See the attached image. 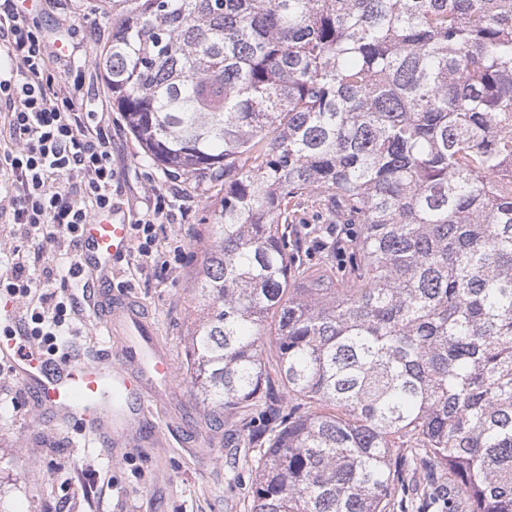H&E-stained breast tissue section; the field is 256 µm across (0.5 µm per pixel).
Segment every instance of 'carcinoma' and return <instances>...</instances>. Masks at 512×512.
<instances>
[{
    "label": "carcinoma",
    "mask_w": 512,
    "mask_h": 512,
    "mask_svg": "<svg viewBox=\"0 0 512 512\" xmlns=\"http://www.w3.org/2000/svg\"><path fill=\"white\" fill-rule=\"evenodd\" d=\"M108 4L129 130L224 186L191 392L288 395L249 431L247 512H512V0ZM310 197L336 238L309 278Z\"/></svg>",
    "instance_id": "carcinoma-1"
}]
</instances>
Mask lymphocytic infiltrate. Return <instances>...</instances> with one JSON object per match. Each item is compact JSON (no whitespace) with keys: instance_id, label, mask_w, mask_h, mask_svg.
<instances>
[{"instance_id":"1","label":"lymphocytic infiltrate","mask_w":512,"mask_h":512,"mask_svg":"<svg viewBox=\"0 0 512 512\" xmlns=\"http://www.w3.org/2000/svg\"><path fill=\"white\" fill-rule=\"evenodd\" d=\"M67 32L44 33L31 21L21 0L0 8V60L7 77H0V102L7 109L8 149L0 151V176L6 179L9 223L38 229L51 225L70 249H77L81 227L93 215L112 208V137L93 115L81 111L64 86L56 84L48 64L56 42ZM171 203L153 190L150 214L132 229L139 260L151 258L158 245L155 226L168 218ZM55 279L52 265L33 278L17 262L0 277V291L28 300L30 338L54 346L72 314L65 302H50L47 290Z\"/></svg>"}]
</instances>
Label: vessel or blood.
Wrapping results in <instances>:
<instances>
[{
	"label": "vessel or blood",
	"instance_id": "b4317fda",
	"mask_svg": "<svg viewBox=\"0 0 512 512\" xmlns=\"http://www.w3.org/2000/svg\"><path fill=\"white\" fill-rule=\"evenodd\" d=\"M131 249V226L118 211L97 214L82 228V268L95 289L93 305L103 313L102 334L112 355L48 357L31 344L25 319L13 302L0 303V324L8 331L0 339V356L9 359L25 389L92 432H111L117 447L144 419L147 400L173 375L168 352L136 302L111 291L112 265Z\"/></svg>",
	"mask_w": 512,
	"mask_h": 512
}]
</instances>
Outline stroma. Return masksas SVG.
<instances>
[{"instance_id":"35a3bbf8","label":"stroma","mask_w":512,"mask_h":512,"mask_svg":"<svg viewBox=\"0 0 512 512\" xmlns=\"http://www.w3.org/2000/svg\"><path fill=\"white\" fill-rule=\"evenodd\" d=\"M86 2L81 8L77 0H36L30 15L48 31L72 33L67 53L51 62L50 71L68 84L84 111L104 115L118 173L116 206L130 220L142 218L158 188L175 209L177 219L159 229L147 268L138 269L132 254L112 269L113 292L142 302L168 347L172 388L164 403L150 406L153 441L133 437L116 448L39 407L0 360V512H244L251 471L241 417H212L191 394L185 361L195 317L193 281L222 193L154 164L130 134L94 62L97 45L112 36V18L95 0ZM22 245L52 257L59 273H66L72 256L65 248L42 233L0 222V274L9 273L13 250ZM64 294L79 314L58 337L57 353L95 358L106 352L88 288L71 280Z\"/></svg>"}]
</instances>
